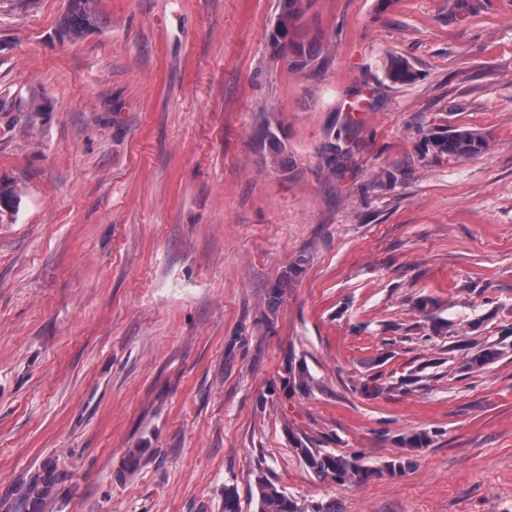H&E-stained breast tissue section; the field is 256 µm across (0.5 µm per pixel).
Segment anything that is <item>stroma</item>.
I'll list each match as a JSON object with an SVG mask.
<instances>
[{"instance_id": "obj_1", "label": "stroma", "mask_w": 512, "mask_h": 512, "mask_svg": "<svg viewBox=\"0 0 512 512\" xmlns=\"http://www.w3.org/2000/svg\"><path fill=\"white\" fill-rule=\"evenodd\" d=\"M66 5L0 0V512L48 460L45 512H224L229 484L255 512L260 472L336 512H512V0H311L316 72L277 56L281 0H98L74 42ZM435 127L491 147L435 155ZM474 341L503 354L465 376ZM422 432L360 484L294 452L377 468ZM383 69L385 77L394 84L408 85L417 79L412 63L403 55H389ZM349 125L345 124L343 131L334 138V141L328 143L325 148L327 157V167L333 177L342 176L345 173L348 158V150L345 147V136L348 134ZM344 134V136H343ZM431 442L428 433H414L401 438L404 448L402 455L391 459L377 469H370L360 463L358 456L353 454H336L323 448H310L302 439H295V452L304 465L318 478L329 479L340 484H352L367 481L372 476L387 472L402 475L409 470L413 456Z\"/></svg>"}]
</instances>
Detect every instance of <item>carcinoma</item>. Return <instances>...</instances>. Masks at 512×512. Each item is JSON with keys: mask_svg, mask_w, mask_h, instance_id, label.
I'll list each match as a JSON object with an SVG mask.
<instances>
[{"mask_svg": "<svg viewBox=\"0 0 512 512\" xmlns=\"http://www.w3.org/2000/svg\"><path fill=\"white\" fill-rule=\"evenodd\" d=\"M304 8L302 0H282L275 27V44L278 58L295 70H316L324 67L328 56L314 51L301 40L300 30ZM98 23L95 0H67V9L58 30L62 40L71 41L92 30ZM384 75L392 83L408 85L417 79V73L410 60L393 54L384 64ZM349 125H344L342 134L335 137L325 148L327 167L333 177L345 173L348 150L345 147V135ZM425 147L439 155L453 159L467 160L489 149L487 136L475 129L456 128L452 130H429L423 134ZM18 196L14 188L0 181V212L11 211L17 207ZM466 358L462 369L470 372L481 370L502 356L499 344L478 346ZM431 437L428 433H414L401 438L402 455L391 459L377 469H370L360 463L353 454H336L323 448H311L302 439H295V452L304 465L317 477L329 479L340 484H352L366 481L385 472L402 475L409 470L413 456L428 446ZM60 479L57 467L46 466L33 474L19 490L15 512H40L44 502L49 499ZM256 512H305L298 501L286 495L275 483L260 474L255 481ZM224 512H242L240 495L236 487L224 486Z\"/></svg>", "mask_w": 512, "mask_h": 512, "instance_id": "cac0c4a2", "label": "carcinoma"}]
</instances>
